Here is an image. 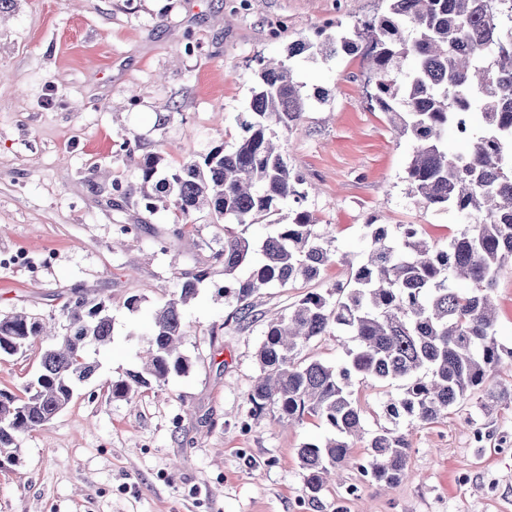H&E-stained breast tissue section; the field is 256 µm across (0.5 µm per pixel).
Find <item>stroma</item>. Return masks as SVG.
<instances>
[{"label": "stroma", "instance_id": "stroma-1", "mask_svg": "<svg viewBox=\"0 0 512 512\" xmlns=\"http://www.w3.org/2000/svg\"><path fill=\"white\" fill-rule=\"evenodd\" d=\"M249 3L0 0V316L23 310L59 327L64 302L79 294L105 302L113 326L91 381L0 462V512H332L352 484L359 491L346 496L347 512H512L508 374L499 384L507 396L490 414L478 391L444 422L402 425L410 475L387 490L349 465L313 503L297 450L324 440L327 428L265 415L240 430L267 322L307 292L328 293L348 268L262 289L252 298L257 321H237L221 291L224 264L212 257L223 221L193 213L177 237L173 200L149 211L139 196L124 197L141 182L124 142L142 155L162 152L175 168L233 145L258 59L286 57L309 99L300 130L285 137L286 158L338 252L360 257L371 218L422 225L439 244L458 229L454 213L424 210L409 194L412 145L369 106L362 53L288 55L299 37L384 13L385 0ZM198 273L197 296L182 309L189 373L130 402L112 398L110 382L140 365L147 311ZM43 350L0 356V390L23 395ZM398 392L355 384L366 432L383 425L382 404ZM469 415L480 416L483 443L465 425Z\"/></svg>", "mask_w": 512, "mask_h": 512}]
</instances>
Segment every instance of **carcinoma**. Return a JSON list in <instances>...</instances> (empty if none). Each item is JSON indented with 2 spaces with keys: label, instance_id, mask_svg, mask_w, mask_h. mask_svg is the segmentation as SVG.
I'll use <instances>...</instances> for the list:
<instances>
[{
  "label": "carcinoma",
  "instance_id": "1",
  "mask_svg": "<svg viewBox=\"0 0 512 512\" xmlns=\"http://www.w3.org/2000/svg\"><path fill=\"white\" fill-rule=\"evenodd\" d=\"M385 14L313 42L295 40L292 58L305 52L353 53L364 45L375 90L370 105L412 144L405 181L424 210L455 213L459 231L448 244L429 242L419 224L391 233L370 219L363 225L365 258L352 264L302 207L304 179L288 166L277 131L300 126L307 98L285 62L259 61L260 84L250 111L240 115L243 134L230 150L213 148L203 162L179 169L159 154L138 158L141 183L129 188L152 208L173 196L179 215L205 208L231 224H253L286 200L297 204L293 221L276 225L255 245L224 236L214 258L224 261V300L234 315H252L251 297L262 288L312 280L338 261L349 268L336 283V299L304 295L288 315L266 324L257 351L260 375L247 395L248 417L269 411L280 423L307 416L331 435L297 449L304 493L320 501L331 474L353 464L379 487L407 477L410 444L402 421L439 423L475 390L494 394L498 366H512V348L497 338L494 290L512 265V0H386ZM481 133H476V130ZM469 144L448 153V135ZM203 275L182 283L148 320V356L140 371L110 383L112 397L131 400L151 382L189 373L180 351L186 336L182 306L197 294ZM65 332L57 335L30 313L0 317V355H15L50 339L36 378L20 398L0 391V455L17 439L56 417L75 389L98 369L91 349L112 341V316L103 302L76 295L62 306ZM351 337L336 366L298 359L301 348L331 329ZM396 383L400 393L383 407L388 425L371 433L367 456L352 449L363 439L353 385Z\"/></svg>",
  "mask_w": 512,
  "mask_h": 512
}]
</instances>
